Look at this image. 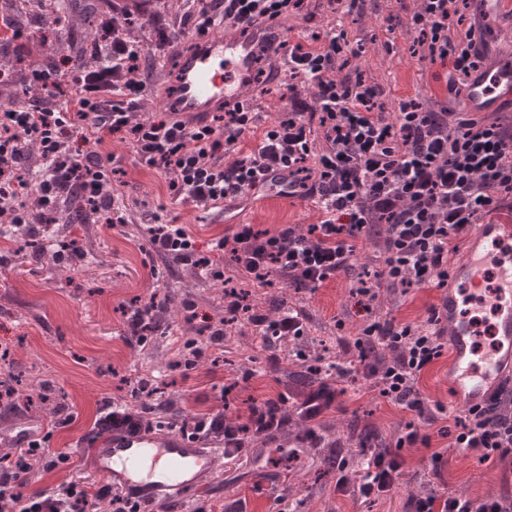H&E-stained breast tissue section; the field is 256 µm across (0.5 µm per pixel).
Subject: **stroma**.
I'll use <instances>...</instances> for the list:
<instances>
[{
	"mask_svg": "<svg viewBox=\"0 0 512 512\" xmlns=\"http://www.w3.org/2000/svg\"><path fill=\"white\" fill-rule=\"evenodd\" d=\"M413 6V0L401 6L395 0H365L363 12L337 16L350 39L361 41L364 48L350 67L374 78L384 89L385 100L413 96L425 106L444 105L456 111L457 99L445 91V69L421 65L412 57V37L396 21L402 8ZM486 9L497 17L489 56L511 60L512 21L506 14L512 11V0H488ZM102 149L115 156L119 168L112 178V194L114 213L122 221L110 225L93 219L70 225L66 232L83 243L99 276L72 280L67 272L36 258L22 265H0V347L10 348L9 368L40 369L63 395L72 416L70 424L55 429L41 413L0 404V448H16L25 429L43 436L50 453L72 457L68 468L36 470L30 490L68 481L92 487L102 482L94 465L93 449L99 439L94 423L107 402L135 405L126 382L139 376L164 387V397H153L147 406L174 423L187 415L222 410L244 418L254 402L280 396L285 399L283 411L292 416L285 429L247 437L241 453L228 456L222 446H215L220 462L208 475L205 489L187 498L165 499L155 505V512H410L412 498L433 492L473 498L512 494V463L478 464L467 452L452 447L450 437L438 436L433 424L432 450L406 451L393 490L373 501L363 498L355 487L364 448L394 447L412 414L367 391L360 380H341L343 393L335 406L311 426L315 438H302V430L309 426L296 415L295 376L321 351L343 356L340 336L356 334L362 324L364 317L350 293L351 279L341 277L314 291L283 282L252 287V303L271 310L284 301L302 311L303 336L266 344L255 327L242 320L225 336L223 348L206 350L193 369L166 371L167 359L187 334L182 308L194 306L198 327L219 322L224 317V290L219 282L203 279L185 287V263L153 252L133 229L150 223L159 212L164 219L186 225L203 247L228 226L215 223L204 208L170 201L163 178L142 165L120 138L106 141ZM236 206L241 223L262 230L284 224L304 228L319 219L311 202L272 189L260 190ZM156 293L172 295L174 307L165 314L162 332L152 344L131 346L122 335L123 312L135 298ZM444 295L441 288H393L382 293L374 311L418 321ZM231 381L235 389L225 392ZM418 387L424 397L442 400L448 417L461 414L449 380L448 358L433 364ZM433 450L443 455L436 468L427 460ZM343 476L349 478V488H340Z\"/></svg>",
	"mask_w": 512,
	"mask_h": 512,
	"instance_id": "1",
	"label": "stroma"
}]
</instances>
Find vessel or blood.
Segmentation results:
<instances>
[{"instance_id": "1", "label": "vessel or blood", "mask_w": 512, "mask_h": 512, "mask_svg": "<svg viewBox=\"0 0 512 512\" xmlns=\"http://www.w3.org/2000/svg\"><path fill=\"white\" fill-rule=\"evenodd\" d=\"M268 29L253 26L228 37L213 32L195 40L182 54L172 91L159 100L160 111L183 120H201L224 106L245 101L250 95L261 47ZM512 87V68L488 66L471 76L462 92L460 109L487 112L500 101V90ZM512 240L508 224L474 225L470 245L450 271L451 284L460 292H448L441 324L452 355L451 373L460 406L484 404L512 368V259L501 256ZM491 283L486 302L494 312L496 348L477 350L473 326L464 303L463 289ZM97 470L117 486L143 501L167 496L188 497L201 491L204 480L217 464L212 449L201 441L154 431L115 435L95 450Z\"/></svg>"}]
</instances>
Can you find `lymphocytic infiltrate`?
I'll use <instances>...</instances> for the list:
<instances>
[{
	"instance_id": "lymphocytic-infiltrate-1",
	"label": "lymphocytic infiltrate",
	"mask_w": 512,
	"mask_h": 512,
	"mask_svg": "<svg viewBox=\"0 0 512 512\" xmlns=\"http://www.w3.org/2000/svg\"><path fill=\"white\" fill-rule=\"evenodd\" d=\"M181 0L195 11L198 36L215 23L231 29L263 25L278 29L292 15L315 17L362 11L364 0H224L222 16ZM468 0H417L405 27L414 39L412 56L428 65L448 67L447 89L459 95L487 60L490 26H464L461 8ZM345 30L326 26L307 42L282 40L266 48L267 58L284 61L290 108L265 130L256 126L253 102L237 103L209 120L185 122L163 116L140 119L142 85L133 76L142 49L118 39L98 47L95 74L70 86L61 66H29L31 93L0 107V181L12 193L13 223H49L69 197L95 208L112 223L111 153L100 152L106 137L120 135L141 164L162 176L172 200L223 214L224 205L242 199L263 183L266 174L288 175L289 195L312 200L318 223L299 231L289 225L259 230L238 224L199 251L186 225L154 217L153 251L193 264L201 276L234 278L261 287L279 277L316 289L349 276L360 252L381 240L379 266L365 272L352 288L367 317L347 346L351 356L336 376L364 380L368 390L403 409L436 421L442 401L425 403L418 383L444 353L439 307L424 320L402 322L373 315L385 288H444L451 255L457 254L473 224L497 214L512 221V129L483 113L438 112L417 99L399 98L394 106L384 91L363 74L348 75L350 58L360 56ZM256 136L251 151L238 150ZM35 145L39 162L24 165L26 145ZM231 257L232 273L223 259ZM224 314L246 320L263 335L284 339L304 333L301 314L279 308L276 315L257 310L237 290L224 292ZM506 387L481 406L465 409L454 422L452 445L470 452L478 463L512 459V413L505 414ZM278 403L252 406L246 421L227 415L201 416L196 433L241 450L245 435L266 433L287 424ZM12 465L0 466V512H142L127 493L111 484L93 489L77 482L23 493L32 463L45 469L69 464L62 453L47 458L30 433ZM431 434L407 423L394 448H373L361 462L363 496L389 493L410 448H430ZM412 512H512V495L471 498L431 494L411 499Z\"/></svg>"
}]
</instances>
